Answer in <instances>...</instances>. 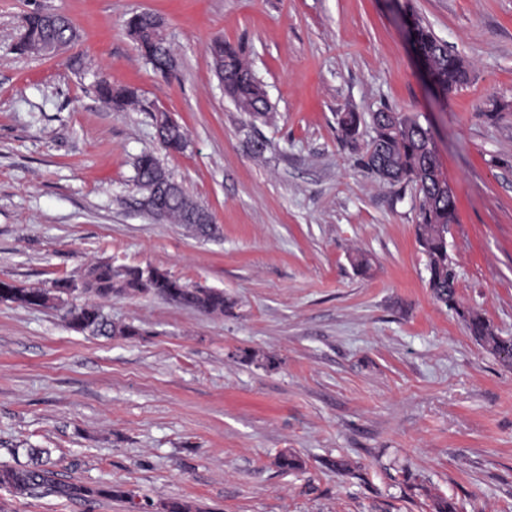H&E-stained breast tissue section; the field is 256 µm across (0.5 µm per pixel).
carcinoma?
Here are the masks:
<instances>
[{
    "mask_svg": "<svg viewBox=\"0 0 512 512\" xmlns=\"http://www.w3.org/2000/svg\"><path fill=\"white\" fill-rule=\"evenodd\" d=\"M410 23L418 37L424 61L428 69V81L444 100L448 93L469 81V69L465 60L448 50L423 21L409 12ZM25 34L20 50L40 55L48 46L67 47L77 37L71 21L59 14H29L24 17ZM128 34L137 35V48L151 65L154 72L166 76L174 61L166 42L159 39L144 14L133 16L127 23ZM211 55L218 64V73L224 76V92L237 110L254 121L266 122L273 112L263 83L253 74L237 47L216 42ZM97 93L103 102L116 111H123L138 103L134 90L114 87L101 80ZM338 124L345 136L352 139L357 134L360 115L354 111L339 114ZM163 133L161 146L170 152H181L186 145L183 128L176 122L160 121ZM375 136L363 157L364 167L379 179L391 184L414 185L419 200L416 237L427 258L428 286L434 299L452 310L463 322L469 335L486 352L505 366L512 367V338L499 335L490 321L481 313L465 308L457 300V279L454 265L448 257V225L456 220V198L448 190L437 158L430 132L419 121L401 112H376L373 115ZM137 186L145 197L155 196L163 205V219L174 224H185L207 235L212 230L210 215L176 183L157 158L151 153L140 155L135 163ZM93 287L88 289V299L74 308L80 311L85 324L80 331L107 336H136L131 326H116L106 321L99 309L100 301L114 296H156L188 308L211 315H222L231 308L224 298V291L214 288L191 287L158 268L143 275L138 267H126L120 271L110 262H100L90 268ZM0 302H8L27 308L48 307L63 302L75 289L70 281L55 283L52 289L25 288L12 282L0 281ZM277 465L284 472L304 469V461L288 453L277 457ZM0 488L16 497L56 496L69 500H93L99 497L122 498L120 489L94 488L81 483L65 481L42 460L41 452L32 454L29 464H0Z\"/></svg>",
    "mask_w": 512,
    "mask_h": 512,
    "instance_id": "cac0c4a2",
    "label": "carcinoma"
}]
</instances>
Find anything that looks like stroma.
<instances>
[{"label":"stroma","instance_id":"1","mask_svg":"<svg viewBox=\"0 0 512 512\" xmlns=\"http://www.w3.org/2000/svg\"><path fill=\"white\" fill-rule=\"evenodd\" d=\"M470 79L436 100L396 0H0V280L50 288L100 260L219 288L222 315L157 297L103 310L134 337L72 328L65 307L0 303V461L45 448L62 479L121 499L23 498L0 512H512V368L437 303L412 185L358 163L373 113L428 128L457 199L459 302L512 336V0H411ZM68 17L56 57L21 52L24 18ZM151 12L176 68L156 75L126 31ZM242 46L274 107L237 111L210 45ZM107 80L137 108L99 98ZM353 110L355 139L337 115ZM185 130L161 149L156 116ZM262 139V155L249 141ZM153 153L216 222L149 215ZM365 256L367 267L356 264ZM300 456L286 473L276 457ZM346 460L342 476L329 461ZM97 93L106 105L116 111H123L138 103L134 90L127 87H114L106 80L98 82Z\"/></svg>","mask_w":512,"mask_h":512}]
</instances>
